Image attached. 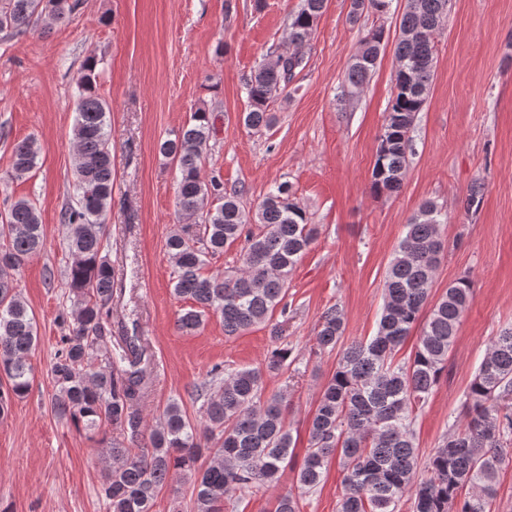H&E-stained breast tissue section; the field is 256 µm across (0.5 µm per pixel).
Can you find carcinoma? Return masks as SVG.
Returning a JSON list of instances; mask_svg holds the SVG:
<instances>
[{"instance_id": "cac0c4a2", "label": "carcinoma", "mask_w": 512, "mask_h": 512, "mask_svg": "<svg viewBox=\"0 0 512 512\" xmlns=\"http://www.w3.org/2000/svg\"><path fill=\"white\" fill-rule=\"evenodd\" d=\"M446 0H406L400 30L413 33L395 48L396 78L386 107L372 169V192L391 195L403 185L411 131L426 102L432 79L434 35ZM327 0H301L290 14L288 45L267 53L246 83L250 129L269 128L273 98L292 83L304 61L301 48L310 40ZM391 0H351L349 19L365 11L383 12ZM81 6L80 0H4L0 32L11 36L36 30L42 17L61 21ZM383 33L368 32L352 57L341 96L353 100L363 92L382 50ZM98 60L89 55L77 74L78 95L73 135L76 141L74 201L62 208L59 223L72 262L66 288L73 305L58 316L64 329L50 372L57 386L55 412L76 427L120 431L101 439L110 463L100 487L111 512H152L156 493L176 471L197 475V512H220L260 486L274 488L292 460L295 444L287 422L285 396H265V375L290 368L292 350L281 346L288 321V281L318 235L286 182L271 185L255 210L245 211L239 192L224 190V180L205 181L200 169L216 135L212 113L193 112L158 151L178 170L176 205L184 223L175 225L165 246L173 262L174 294L193 306L177 319L183 331L198 329L215 316L224 335L237 336L256 325L270 328L271 349L264 365L224 374L206 392V425L199 432L170 402L156 419L147 443H141L138 405L148 390L145 352L139 337L128 336L125 348L110 361V371L92 367L95 347L112 333L115 269L103 254L106 215L112 205L114 171L110 108L97 91ZM13 176L37 165L33 138L14 144ZM446 215L429 200L408 219L385 276L377 332L344 347L336 370L323 385L309 425V448L297 481L311 491L326 467L338 459L344 494L337 512H399L402 500L411 512H490L498 473L512 457V326L492 339L462 404L459 423L430 453L428 476L417 479L419 449L414 425L445 371L464 313L474 301L471 281L448 284L431 301L434 272L445 243L439 227ZM43 224L35 204L19 199L0 213V414L31 387L27 357L37 341V324L15 285L24 261L40 251ZM243 246L236 271L205 276L202 270L236 243ZM280 315L282 320L275 319ZM422 324L410 357L396 353L417 324ZM344 332L343 310L335 305L320 317L317 351H333ZM210 461L198 465L201 448ZM272 512H301L290 493L275 497Z\"/></svg>"}]
</instances>
